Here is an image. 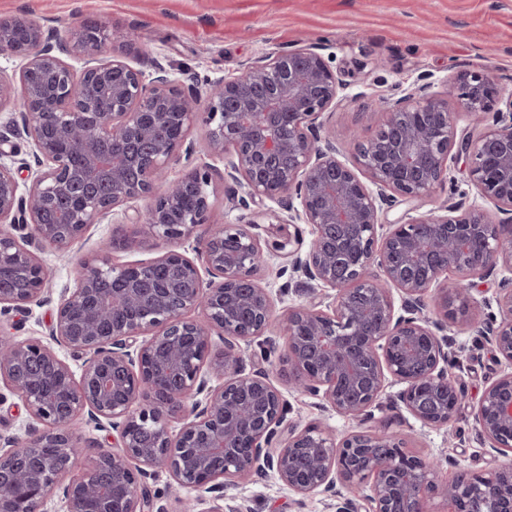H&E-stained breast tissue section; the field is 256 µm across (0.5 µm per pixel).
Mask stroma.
<instances>
[{
	"instance_id": "1",
	"label": "stroma",
	"mask_w": 512,
	"mask_h": 512,
	"mask_svg": "<svg viewBox=\"0 0 512 512\" xmlns=\"http://www.w3.org/2000/svg\"><path fill=\"white\" fill-rule=\"evenodd\" d=\"M22 15L61 33L79 17L109 24L123 33L125 45L117 51L105 48L104 57L125 60L148 79L159 62L171 79L198 86L242 74L268 53L305 41L315 43L332 58L334 67L355 74L346 100L328 118L341 159L350 165L355 162L352 136L367 139L378 128L381 116L374 107L380 98L394 100L411 92L420 76H427L433 92L447 100L461 135L474 131L475 124L448 90L454 72L488 69L503 93H512V0H0V16ZM189 140L192 155L170 165L169 179H180L197 166L211 167L213 220L247 226L272 246L260 283L271 291L277 310L301 302L300 278L291 273L275 246L291 236L311 240L313 226L254 223L255 211L270 207V200L258 199L246 208L238 205L224 181L222 157L208 146L206 127H195ZM146 208L142 199L116 208L113 215L88 228L73 255L48 247L40 251L48 274L44 301L22 313L0 315V326L17 339L37 338L52 345L50 330L59 299L76 286L75 255L93 252L112 233L142 221ZM454 352L467 403L457 419L437 429L421 426L409 416L394 425L421 455L448 450L452 461L440 472L444 478L459 466L485 472L496 465L487 443L473 428L471 410L492 365L490 343L462 333L456 337ZM284 395L293 423L320 422L340 433L355 426L354 420L326 408L320 399L290 389ZM224 501L241 506L243 512H334L333 498L315 494L297 499L271 474L225 487Z\"/></svg>"
}]
</instances>
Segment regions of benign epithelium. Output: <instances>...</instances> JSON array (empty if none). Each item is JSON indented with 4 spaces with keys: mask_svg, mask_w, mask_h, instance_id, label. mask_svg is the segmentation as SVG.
Returning a JSON list of instances; mask_svg holds the SVG:
<instances>
[{
    "mask_svg": "<svg viewBox=\"0 0 512 512\" xmlns=\"http://www.w3.org/2000/svg\"><path fill=\"white\" fill-rule=\"evenodd\" d=\"M94 29L81 20L63 41L26 17L0 18V56L22 61V133L38 161L23 192L0 163V313L43 302L37 251L68 253L114 209L150 201L146 238L116 234L79 258L77 286L57 306L51 336L79 370L41 340L0 330V385L33 420L26 437L0 441V512H44L58 492L65 512H166L147 484L163 472L188 493L214 494L188 496L178 512H241L219 504L224 487L268 471L302 499L335 497V512H512L511 465L460 468L442 480V459L410 451L387 422L370 424L392 384L421 426L454 421L463 392L451 374L448 325L471 332L474 322L449 303L470 304L474 279L499 268L505 275L484 300L497 313L479 330L499 370L473 420L490 453L512 452V95L502 97L488 72L457 71L452 89L482 125L459 139L448 101L423 76L383 102L375 135L353 144V168L320 121L347 83L316 46L262 56L202 91L171 80L160 63L147 81L128 62L103 58L124 36ZM199 119L211 151L227 160L225 176L244 189L240 205L285 201L288 223L314 227L309 245L290 243L285 257L292 272L335 294L276 315L257 281L268 249L240 224L210 223V169L158 191L170 163L190 155ZM460 156L483 204L453 203L378 233L385 208L430 197ZM204 224L193 250L208 280L173 249L112 262L149 241H185ZM452 271L460 280L442 286ZM432 291L434 319L421 315ZM258 338L265 351L248 368L243 346ZM280 338L285 351L273 358L267 348ZM282 381L358 426L339 435L320 422L288 423ZM83 413L117 433L92 457L75 425Z\"/></svg>",
    "mask_w": 512,
    "mask_h": 512,
    "instance_id": "obj_1",
    "label": "benign epithelium"
}]
</instances>
